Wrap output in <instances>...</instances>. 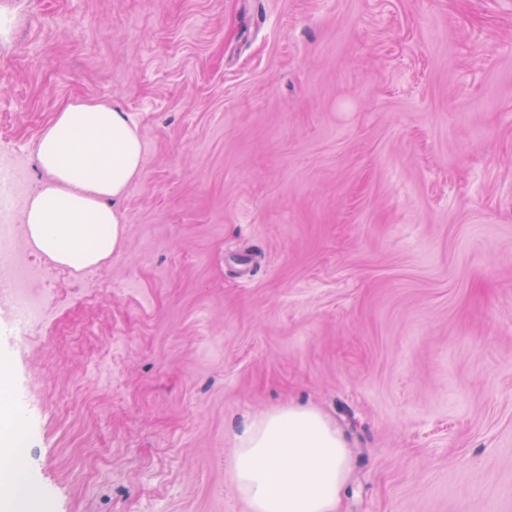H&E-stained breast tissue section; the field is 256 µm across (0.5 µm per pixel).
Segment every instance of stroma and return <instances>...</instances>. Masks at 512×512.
<instances>
[{
    "instance_id": "obj_1",
    "label": "stroma",
    "mask_w": 512,
    "mask_h": 512,
    "mask_svg": "<svg viewBox=\"0 0 512 512\" xmlns=\"http://www.w3.org/2000/svg\"><path fill=\"white\" fill-rule=\"evenodd\" d=\"M0 164L135 121L122 251L0 339L27 512H249L247 416L350 444L340 512H512V0H0Z\"/></svg>"
}]
</instances>
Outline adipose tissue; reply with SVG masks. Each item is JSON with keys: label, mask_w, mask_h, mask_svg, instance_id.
I'll use <instances>...</instances> for the list:
<instances>
[{"label": "adipose tissue", "mask_w": 512, "mask_h": 512, "mask_svg": "<svg viewBox=\"0 0 512 512\" xmlns=\"http://www.w3.org/2000/svg\"><path fill=\"white\" fill-rule=\"evenodd\" d=\"M143 151L136 124L110 105L75 100L56 112L35 151L48 181L23 209L28 242L77 271L119 252L127 229L113 202L141 176ZM232 471L250 512H338L351 462L318 409L290 404L244 423Z\"/></svg>", "instance_id": "1"}]
</instances>
